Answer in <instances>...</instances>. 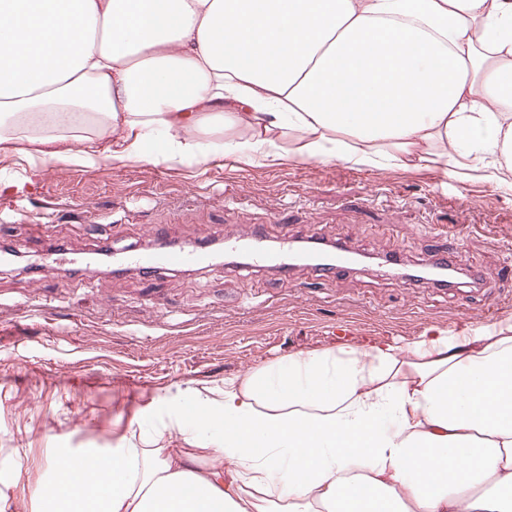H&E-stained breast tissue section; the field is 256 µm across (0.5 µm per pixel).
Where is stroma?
Returning <instances> with one entry per match:
<instances>
[{
  "label": "stroma",
  "mask_w": 512,
  "mask_h": 512,
  "mask_svg": "<svg viewBox=\"0 0 512 512\" xmlns=\"http://www.w3.org/2000/svg\"><path fill=\"white\" fill-rule=\"evenodd\" d=\"M42 210L29 223L19 210ZM245 238L317 237L368 254L344 274L211 264L111 274L91 253ZM0 486L35 512L49 448H96L178 387H208L299 353L415 341L431 327L512 316V188L465 169H367L287 159L253 166L0 161ZM460 268L453 287L406 279L424 255ZM50 319L34 314L38 300ZM24 454L21 477L15 454Z\"/></svg>",
  "instance_id": "1"
}]
</instances>
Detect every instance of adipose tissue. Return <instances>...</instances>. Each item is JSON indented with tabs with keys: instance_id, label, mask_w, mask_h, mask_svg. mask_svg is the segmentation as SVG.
I'll return each mask as SVG.
<instances>
[{
	"instance_id": "1",
	"label": "adipose tissue",
	"mask_w": 512,
	"mask_h": 512,
	"mask_svg": "<svg viewBox=\"0 0 512 512\" xmlns=\"http://www.w3.org/2000/svg\"><path fill=\"white\" fill-rule=\"evenodd\" d=\"M217 154L505 182L512 0H0V156ZM45 468L38 512H512V318L187 387Z\"/></svg>"
}]
</instances>
